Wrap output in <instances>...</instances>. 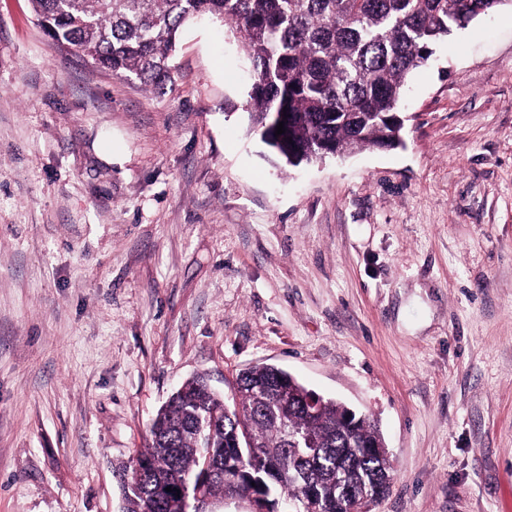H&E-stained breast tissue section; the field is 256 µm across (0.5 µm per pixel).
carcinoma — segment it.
<instances>
[{"label": "carcinoma", "mask_w": 512, "mask_h": 512, "mask_svg": "<svg viewBox=\"0 0 512 512\" xmlns=\"http://www.w3.org/2000/svg\"><path fill=\"white\" fill-rule=\"evenodd\" d=\"M52 44L119 77L153 89L172 81L180 27L211 16L232 24L252 66L247 109L262 140L290 166L356 149L395 148L394 119L408 74L425 65L455 29L512 0H32ZM287 115L275 135V115ZM263 365L240 373L224 397L203 375L183 383L159 408L147 445L131 468L125 512H172L177 490L232 493L274 512L314 493L321 512H350L352 495L375 502L392 480L373 424L350 425L346 407L302 405L305 387ZM307 430L318 453L289 448L283 426ZM173 491L156 488L157 478Z\"/></svg>", "instance_id": "1"}]
</instances>
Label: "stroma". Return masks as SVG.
Masks as SVG:
<instances>
[{
  "label": "stroma",
  "instance_id": "1",
  "mask_svg": "<svg viewBox=\"0 0 512 512\" xmlns=\"http://www.w3.org/2000/svg\"><path fill=\"white\" fill-rule=\"evenodd\" d=\"M172 63L114 76L0 0V512H122L175 387L262 364L376 420L370 512H512V7L410 73L402 146L296 167L235 28Z\"/></svg>",
  "mask_w": 512,
  "mask_h": 512
}]
</instances>
